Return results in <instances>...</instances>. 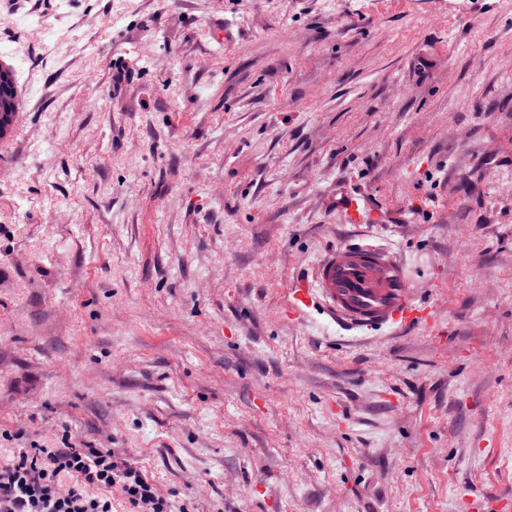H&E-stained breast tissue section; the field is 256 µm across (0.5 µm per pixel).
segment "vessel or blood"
<instances>
[{
  "instance_id": "b4317fda",
  "label": "vessel or blood",
  "mask_w": 512,
  "mask_h": 512,
  "mask_svg": "<svg viewBox=\"0 0 512 512\" xmlns=\"http://www.w3.org/2000/svg\"><path fill=\"white\" fill-rule=\"evenodd\" d=\"M342 209L348 224L379 221L358 197L347 198ZM312 308L364 335L427 325L433 320L430 306L416 296L401 263L382 247L360 243L327 250L312 278L293 285L288 317H300Z\"/></svg>"
}]
</instances>
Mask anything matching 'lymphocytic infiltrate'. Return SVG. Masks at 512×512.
Listing matches in <instances>:
<instances>
[{
  "label": "lymphocytic infiltrate",
  "mask_w": 512,
  "mask_h": 512,
  "mask_svg": "<svg viewBox=\"0 0 512 512\" xmlns=\"http://www.w3.org/2000/svg\"><path fill=\"white\" fill-rule=\"evenodd\" d=\"M112 489L130 512H174L141 467L111 448H24L0 465V512H112Z\"/></svg>",
  "instance_id": "obj_1"
}]
</instances>
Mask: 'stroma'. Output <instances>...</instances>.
<instances>
[{
	"label": "stroma",
	"mask_w": 512,
	"mask_h": 512,
	"mask_svg": "<svg viewBox=\"0 0 512 512\" xmlns=\"http://www.w3.org/2000/svg\"><path fill=\"white\" fill-rule=\"evenodd\" d=\"M0 65V461L116 448L183 512H512V0H15ZM361 240L434 326L284 315ZM12 85L11 70L0 66V138L12 130L15 122L16 108ZM344 222L346 224H378V216L369 209L359 197H349L343 206Z\"/></svg>",
	"instance_id": "1"
}]
</instances>
